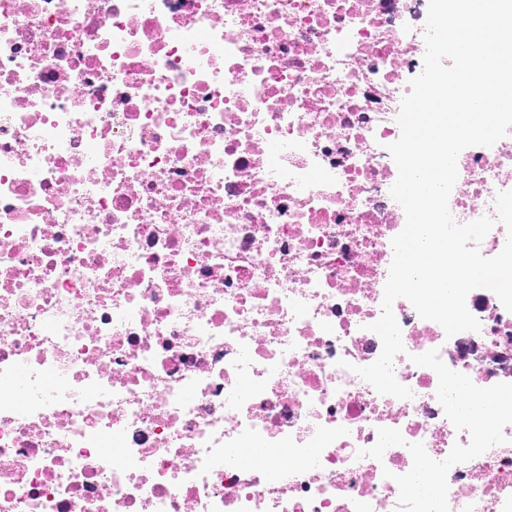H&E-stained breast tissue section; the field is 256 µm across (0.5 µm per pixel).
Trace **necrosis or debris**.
I'll return each instance as SVG.
<instances>
[{
    "mask_svg": "<svg viewBox=\"0 0 512 512\" xmlns=\"http://www.w3.org/2000/svg\"><path fill=\"white\" fill-rule=\"evenodd\" d=\"M420 2L0 0V512H512V414L448 394L512 390L492 291L450 338L395 301L412 398L354 372ZM457 168L496 217L512 132Z\"/></svg>",
    "mask_w": 512,
    "mask_h": 512,
    "instance_id": "4bbe7bcc",
    "label": "necrosis or debris"
}]
</instances>
